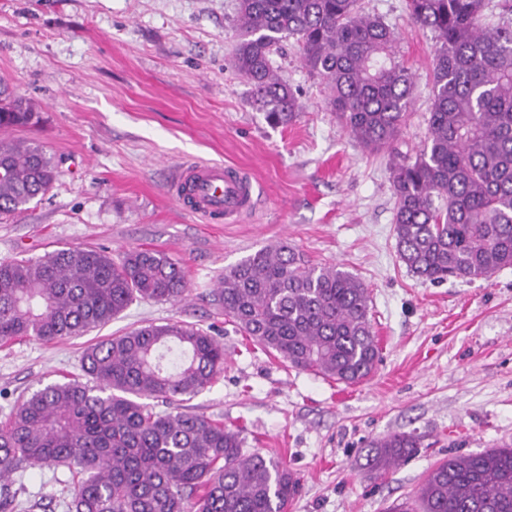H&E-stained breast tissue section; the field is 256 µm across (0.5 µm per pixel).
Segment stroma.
I'll use <instances>...</instances> for the list:
<instances>
[{
    "label": "stroma",
    "mask_w": 512,
    "mask_h": 512,
    "mask_svg": "<svg viewBox=\"0 0 512 512\" xmlns=\"http://www.w3.org/2000/svg\"><path fill=\"white\" fill-rule=\"evenodd\" d=\"M238 0H0V79L36 107V122L0 133L36 142L58 168L41 201L0 219V260L61 247H131L184 264L179 304L136 302L105 326L52 343L0 345V423L22 397L79 374L90 344L170 320L210 330L224 371L186 401L241 431L243 450L280 460L300 480L288 512H385L414 497L451 455L512 446V267L489 279L431 283L400 261L394 153L427 136L436 40L406 0H361L397 34L395 57L415 91L394 150L372 153L337 123L329 91L294 39L273 57L297 90L296 119L272 124L232 64ZM194 162L247 169L262 204L238 224L206 223L170 193ZM288 242L315 265L340 264L370 292L381 362L353 385L286 366L228 322L217 276L256 250ZM421 436L408 461L372 478L371 440ZM67 468L28 469L16 487L29 512H67Z\"/></svg>",
    "instance_id": "35a3bbf8"
}]
</instances>
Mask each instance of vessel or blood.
I'll return each instance as SVG.
<instances>
[{
	"label": "vessel or blood",
	"instance_id": "vessel-or-blood-1",
	"mask_svg": "<svg viewBox=\"0 0 512 512\" xmlns=\"http://www.w3.org/2000/svg\"><path fill=\"white\" fill-rule=\"evenodd\" d=\"M170 189L185 212L207 223L235 224L259 206L251 178L239 168L218 163L177 168Z\"/></svg>",
	"mask_w": 512,
	"mask_h": 512
}]
</instances>
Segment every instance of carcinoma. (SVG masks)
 I'll return each instance as SVG.
<instances>
[{
    "label": "carcinoma",
    "mask_w": 512,
    "mask_h": 512,
    "mask_svg": "<svg viewBox=\"0 0 512 512\" xmlns=\"http://www.w3.org/2000/svg\"><path fill=\"white\" fill-rule=\"evenodd\" d=\"M434 33L428 135L391 166L398 256L430 282L488 279L512 267V22H482L485 0H407ZM236 71L275 123L300 111L271 55L296 40L329 89L327 107L371 151L401 135L414 78L395 61L394 31L359 0H239ZM32 102L0 83V129L28 125ZM57 168L34 142L0 141V217L42 199ZM183 265L164 252L64 247L0 261V343H50L101 327L135 301L179 302ZM224 316L289 367L346 384L375 371L379 347L365 285L343 265H313L293 247H263L224 269ZM81 370L17 401L0 425V508L28 467H65L70 512H288L300 482L282 463L245 454L240 433L180 407L224 371V345L181 321L148 324L88 347ZM160 398L175 406L157 412ZM421 447L411 432L371 442L370 476ZM420 512H512V448L451 455L419 489Z\"/></svg>",
    "instance_id": "1"
}]
</instances>
